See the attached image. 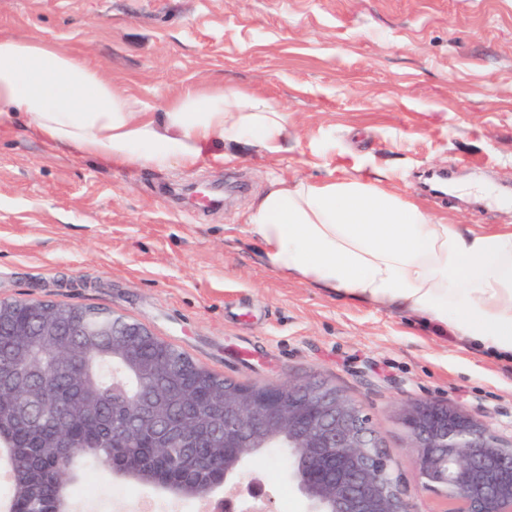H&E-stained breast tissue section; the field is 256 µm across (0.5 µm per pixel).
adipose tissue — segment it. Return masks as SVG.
<instances>
[{
	"label": "adipose tissue",
	"instance_id": "adipose-tissue-1",
	"mask_svg": "<svg viewBox=\"0 0 512 512\" xmlns=\"http://www.w3.org/2000/svg\"><path fill=\"white\" fill-rule=\"evenodd\" d=\"M22 120L54 147L105 164H214L213 144L286 150L293 129L268 99L214 86L142 112L77 54L0 32V121ZM264 262L351 301L400 313L512 359V225L449 224L380 180L279 179L246 215Z\"/></svg>",
	"mask_w": 512,
	"mask_h": 512
}]
</instances>
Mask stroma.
<instances>
[{"instance_id":"stroma-1","label":"stroma","mask_w":512,"mask_h":512,"mask_svg":"<svg viewBox=\"0 0 512 512\" xmlns=\"http://www.w3.org/2000/svg\"><path fill=\"white\" fill-rule=\"evenodd\" d=\"M0 29L80 55L140 111L225 84L269 99L295 132L275 155L157 169L0 123V298L114 310L240 383L326 380L369 417L418 512H439L399 409L447 400L512 433V365L283 276L243 214L276 179L362 175L448 223L512 225V208L427 188L445 169L512 194V0H0ZM251 471L272 512H307L283 457ZM141 499L199 508L103 472L77 512Z\"/></svg>"}]
</instances>
